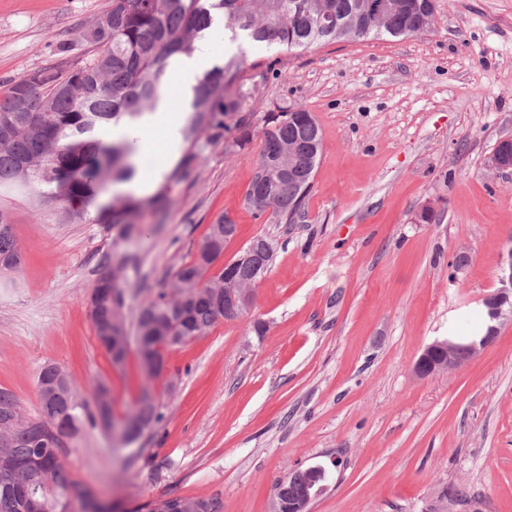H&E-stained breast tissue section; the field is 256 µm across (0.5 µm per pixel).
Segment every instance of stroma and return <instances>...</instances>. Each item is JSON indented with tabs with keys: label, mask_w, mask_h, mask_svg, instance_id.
Listing matches in <instances>:
<instances>
[{
	"label": "stroma",
	"mask_w": 512,
	"mask_h": 512,
	"mask_svg": "<svg viewBox=\"0 0 512 512\" xmlns=\"http://www.w3.org/2000/svg\"><path fill=\"white\" fill-rule=\"evenodd\" d=\"M107 3L0 0V87L83 56L80 34ZM210 44L214 61L246 56L252 140L201 142L191 177L129 240L36 213L27 191L0 193L22 256L0 277V387L33 418L48 363L82 388L105 382L120 413L151 384L153 432L117 453L88 424L64 458L71 479L122 512L211 497L224 512H268L277 483L316 465L327 480L311 512H512V324L459 368L413 372L434 340L483 331L481 300L512 250V172L492 165L512 137V0H437L426 34L300 55L220 32ZM296 104L322 132L312 188L294 223L254 217L263 116ZM220 215L237 226L225 258L259 235L274 244L252 308L171 351L166 377L145 381L134 355L113 368L89 317L103 258L127 256L134 314ZM462 252L468 263L452 270Z\"/></svg>",
	"instance_id": "1"
}]
</instances>
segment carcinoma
<instances>
[{"label":"carcinoma","instance_id":"1","mask_svg":"<svg viewBox=\"0 0 512 512\" xmlns=\"http://www.w3.org/2000/svg\"><path fill=\"white\" fill-rule=\"evenodd\" d=\"M371 0H109L107 8L82 33L92 47L85 58L60 66L25 72L0 92V189L38 188L33 206L57 213L60 221L83 219L110 224L123 237L132 234L148 208L161 210V194L141 197L133 192L100 200L114 183L135 177V147L127 140L105 139L101 132L122 120H135L159 100L162 82L174 56H192L200 39L224 24L230 40L260 44L276 53L302 54L322 44L357 39L401 38L431 28L426 0H389L381 24L368 16ZM244 60L236 54L203 72L192 88L190 116L180 131L187 154L168 176L186 179L197 160L198 142L224 137L226 119L238 112L252 93L243 90ZM26 101V110L18 102ZM266 131L258 171L247 196L267 199L273 214L290 221L311 189L322 149L319 125L305 108L296 106L265 115ZM297 165L302 176L283 171ZM220 215L198 245L193 258L173 272L171 284L141 305L134 321L124 312L125 291L112 271L96 281L90 301L95 337L113 367L136 353L145 364L162 349H172L200 336L224 317V276L255 284L269 271L272 254L267 238L253 239L251 257L239 265L206 276L207 265L224 254ZM21 253L10 212L0 206V270L20 265ZM39 417L24 416L16 398L0 388V449L12 470L0 471V512H65L69 498L83 489L63 463L66 448L54 445L39 426L62 421L76 438L85 424L112 423L113 404L107 385L89 396L60 366L49 363L38 376ZM162 414L156 395L141 390L123 416L127 444L150 433ZM325 472L302 471L276 485L272 512H288L301 502ZM217 498L157 500L147 512H223Z\"/></svg>","mask_w":512,"mask_h":512}]
</instances>
